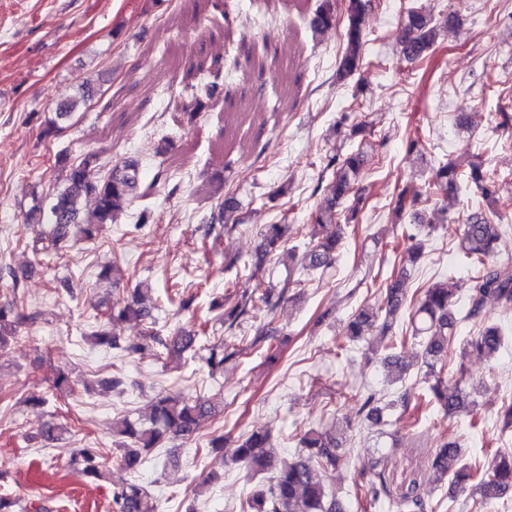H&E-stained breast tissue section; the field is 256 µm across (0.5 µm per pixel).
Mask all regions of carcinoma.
Here are the masks:
<instances>
[{"instance_id":"obj_1","label":"carcinoma","mask_w":512,"mask_h":512,"mask_svg":"<svg viewBox=\"0 0 512 512\" xmlns=\"http://www.w3.org/2000/svg\"><path fill=\"white\" fill-rule=\"evenodd\" d=\"M339 21L344 27V43L337 63L336 82L343 84L351 79L363 62L367 0H319L310 15L309 29L314 34L321 33ZM455 21L456 15L452 12L443 13L436 20L413 8L408 9L400 40L402 58L410 63L424 60L436 43L437 31ZM94 92L92 82H82L78 95L59 106L57 117H70L92 100ZM366 161V156L359 150L342 159L335 156L328 159L325 169H333V181L327 188L326 199L308 214L312 233L304 249L286 246L291 225H265L251 264L244 265V268L251 269L249 279L254 281V285L240 289L235 283L227 284L226 288L234 289L236 297L235 305L228 311L224 310L222 297L213 299L209 306L211 312L222 311L220 317L230 329L247 316L256 318L261 314L265 323L246 348L231 342L209 348V355L205 358L209 372L224 367L228 360L241 357L249 348L265 349L266 359L271 363L278 360L281 329L274 324L275 312L288 293L291 281H284L277 290L259 279L258 273L272 258L288 265L290 270L298 267L315 271L332 266L343 249L342 225L357 223V215L366 204L364 188L359 185V176ZM53 167L65 173L64 186L56 190L47 203L50 223L53 224L51 244L54 246L68 237L72 227L84 239H95L104 225L113 223L116 213L135 197L139 185V163L133 160L116 163L102 175L96 155L87 154L77 159L71 157L68 150L60 149L54 155ZM499 179L497 173L484 171L477 165L462 171L451 161L441 162L423 185L406 184L397 189L394 210L398 214L411 211L434 196L453 194L463 185L474 186L483 199L494 201ZM347 201L351 202L348 207L344 206ZM238 211L236 198L225 196L220 206V221L240 223V219L234 218ZM438 229L439 225L425 217L416 225L418 234L408 235V239L414 241L413 259L421 257L425 242ZM502 246L501 225L491 219L472 215L462 225L460 260L471 271L465 282L468 308L464 319H478L489 304L505 309L512 307V263L493 262ZM385 285L384 318L362 308L347 321L343 336L352 342L366 340L376 350L387 352L384 366L396 380L401 381L407 367L392 349L397 342H405L406 337L392 336L390 332L406 302L402 276L386 278ZM460 291L461 286L456 282H436L419 295L409 314L412 338L420 340L422 347L419 357L424 368V382L428 384L431 401L436 403L445 419L464 407L467 401V395L461 390L448 392L443 379L448 345L455 339L461 322L455 312ZM36 319L35 314L26 315L13 306L0 305V347L10 339H17L18 329L34 323ZM131 319L140 322L142 328L126 347L130 354L152 351L161 346L171 354L181 355L195 347L197 331L181 329L170 338L161 335L155 322L150 320V310L137 299L103 314L104 324ZM507 341L508 337L500 326L488 323L466 339L465 346L491 358L504 348ZM358 402V412L366 419L376 423L383 420L384 408L378 405L376 394L364 395ZM208 412L205 402L199 399L159 397L153 405L151 426H139L124 420L115 427L116 435L124 438L119 445L122 450L119 464L126 470H137L143 454L161 447L164 440L172 436L192 435ZM300 445L296 459L279 466L276 465V452L269 442V431L264 428L251 431L235 448L232 461L244 465L254 475L277 467L268 483L256 485L239 503L238 512H345L343 504L330 492V485L336 481V472L344 465V460L336 453V435L309 429L300 438ZM79 455L85 464L84 473L101 478V449L81 448ZM381 461L382 458L378 457L362 465L357 471V479L353 480L354 497L362 507L372 506L389 496L382 473L378 472ZM429 465L438 484L449 482L456 490L471 491L476 496V503L484 509L512 492V450L499 451L492 462L477 466L463 460L458 444L444 441L429 458ZM392 507L395 512H435L431 501L414 483L393 500ZM112 512H156V509L145 491L131 483L112 493Z\"/></svg>"}]
</instances>
